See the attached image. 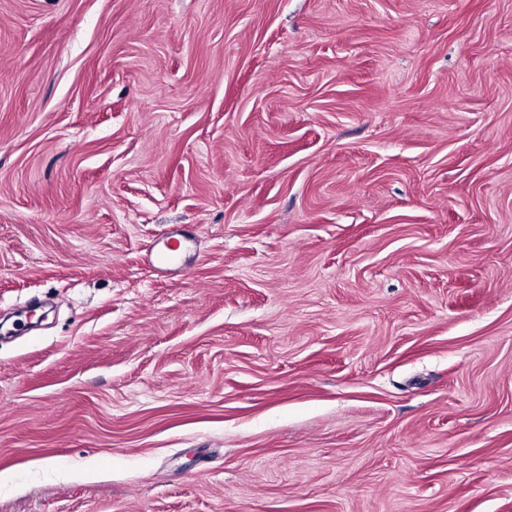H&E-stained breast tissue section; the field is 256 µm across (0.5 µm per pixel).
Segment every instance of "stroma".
I'll return each mask as SVG.
<instances>
[{"label":"stroma","instance_id":"35a3bbf8","mask_svg":"<svg viewBox=\"0 0 512 512\" xmlns=\"http://www.w3.org/2000/svg\"><path fill=\"white\" fill-rule=\"evenodd\" d=\"M0 512H512V0H0Z\"/></svg>","mask_w":512,"mask_h":512}]
</instances>
